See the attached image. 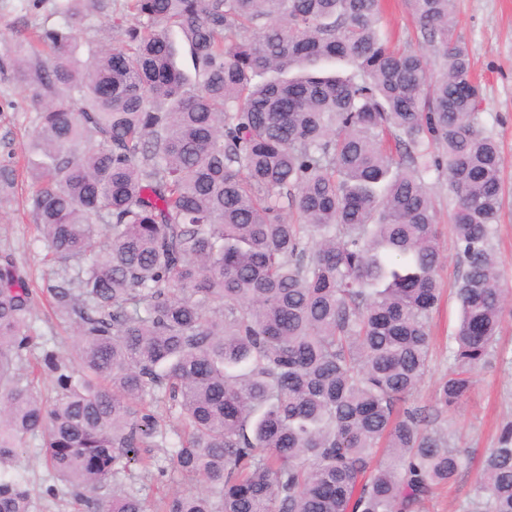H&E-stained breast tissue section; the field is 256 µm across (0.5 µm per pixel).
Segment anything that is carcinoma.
Returning a JSON list of instances; mask_svg holds the SVG:
<instances>
[{
  "mask_svg": "<svg viewBox=\"0 0 512 512\" xmlns=\"http://www.w3.org/2000/svg\"><path fill=\"white\" fill-rule=\"evenodd\" d=\"M408 2L430 55L392 42L382 0H55L35 44L3 46L37 112L32 214L60 264L44 291L76 341L37 342L0 256V512H35L8 475L28 438L43 494L81 512H420L457 478L430 418L471 392L512 295L503 158L453 0ZM91 14L110 38L83 61ZM329 60L353 71L312 72ZM433 173L455 198L461 321L425 408ZM156 449L189 484L160 502L134 487L165 476ZM469 512H512V423Z\"/></svg>",
  "mask_w": 512,
  "mask_h": 512,
  "instance_id": "carcinoma-1",
  "label": "carcinoma"
}]
</instances>
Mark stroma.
<instances>
[{"instance_id":"1","label":"stroma","mask_w":512,"mask_h":512,"mask_svg":"<svg viewBox=\"0 0 512 512\" xmlns=\"http://www.w3.org/2000/svg\"><path fill=\"white\" fill-rule=\"evenodd\" d=\"M456 33L469 46L474 72L484 91V122L499 141L508 191L504 197L495 248L506 287L512 288V0H454ZM54 0H0V43L27 40L35 26L56 23ZM37 114L25 92L7 71H0V167L12 170L14 187L0 190V254L9 253L35 289L34 319L39 334L54 337L60 349H70L75 338L67 322L56 316L40 290L56 267L48 257L42 232L30 212L31 182L23 168V146L33 134ZM440 203L439 228L443 263L439 279L444 295L433 314L434 347L428 372L411 400L430 406L440 379L453 364L451 350L459 305L453 286L459 268L449 215L453 207L446 178L430 176ZM469 397L449 410L444 421L449 443L467 458L456 481L439 489L425 512H466L470 490L478 477V462L495 447L503 425L512 422V311L505 312L495 356L474 374Z\"/></svg>"}]
</instances>
